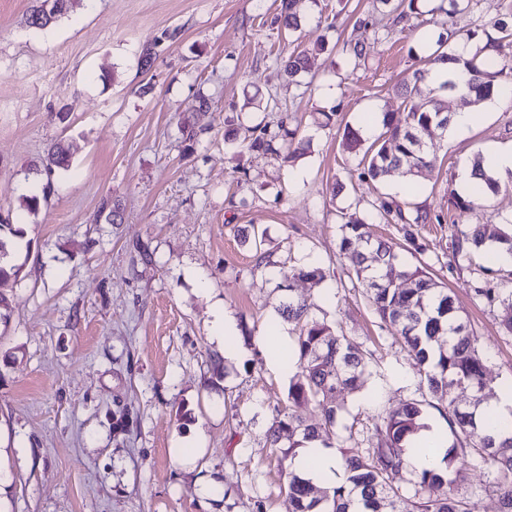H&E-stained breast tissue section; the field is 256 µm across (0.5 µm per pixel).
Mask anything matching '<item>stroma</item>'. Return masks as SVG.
<instances>
[{
	"mask_svg": "<svg viewBox=\"0 0 512 512\" xmlns=\"http://www.w3.org/2000/svg\"><path fill=\"white\" fill-rule=\"evenodd\" d=\"M36 3L0 0V213L24 230L13 307L0 323V512H286V477L265 432L277 411L308 424L320 412L289 407L291 372L260 340L268 325L289 328L276 285L294 266L324 271L294 282L293 296L367 355L363 389L337 395L339 425L426 398L416 363L338 258L343 215L364 216L379 192L442 214L419 226L420 253L395 225L378 232L402 264L429 266L478 337L489 389L512 390V336L475 297L478 275L447 265L452 225L512 218L511 183L474 209L448 205L463 162L512 147V100L477 105L468 132L435 137L436 166L414 194L401 193L398 170L359 180L357 157L342 147L363 113L403 121L395 87L414 68L409 50L437 39L445 14L411 18L395 34L376 0H320L297 44L312 50L322 39L327 49L312 51L297 86L274 64L290 50L275 0H74L44 30L28 24ZM511 16L512 0H461L453 19L482 36ZM375 30L388 39L371 43ZM359 41L366 55L357 59L349 49ZM251 96L270 110L244 108ZM322 111L333 112L330 126L314 125ZM281 112L310 138L306 155L235 156L227 130ZM57 140L71 167L48 176L38 164ZM41 189L38 211L24 210L20 196ZM112 201L121 223L105 219ZM255 230L258 249L246 240ZM142 244L150 262L136 252ZM217 306L236 326L225 345L213 338ZM228 347L237 354L213 378L209 358ZM123 414L125 434L113 429ZM215 479L231 486L229 498L202 497ZM458 493L472 512H499L487 470H471Z\"/></svg>",
	"mask_w": 512,
	"mask_h": 512,
	"instance_id": "obj_1",
	"label": "stroma"
}]
</instances>
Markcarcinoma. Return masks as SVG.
<instances>
[{
  "label": "carcinoma",
  "mask_w": 512,
  "mask_h": 512,
  "mask_svg": "<svg viewBox=\"0 0 512 512\" xmlns=\"http://www.w3.org/2000/svg\"><path fill=\"white\" fill-rule=\"evenodd\" d=\"M33 10L30 27L44 30L54 24L69 8L70 0L51 15L44 4ZM427 0H399L402 21L422 13ZM320 0H279L282 25L293 34L301 26L308 10L317 8ZM453 29L441 35L431 45L429 54L419 58L421 66L403 80L397 90L406 100L407 114L402 125L384 115L382 130L375 141L361 150L358 132L347 130L345 149L358 156L359 178L376 182L390 172L403 169L414 175L434 165L426 149L427 140L448 127L450 117L438 106L436 93L448 91L468 104H480L492 96L495 87L512 86V66H498L482 60L479 54L465 62L470 73L467 87L448 79L438 86L430 84V73L437 64L455 61ZM277 68L289 81L306 69V51H293L276 57ZM297 131L288 129V116L279 118L276 129L259 122L245 128L239 143L240 152L270 155L288 162L310 148V141L294 143ZM47 175L70 166L69 148L61 140L49 146L41 158ZM471 176L482 180L487 190L495 193L499 183L482 166L477 157L471 165ZM407 204L381 194L370 203L364 217L351 216L340 225L339 251L367 290L369 304L381 322L399 335L407 352L424 368V381L429 399L409 401L378 416L371 434L361 441L353 433L336 438L340 465L347 473V483L321 495L314 494L311 482L298 473H289L285 487L288 512H470L468 504L459 498L457 486L472 468L486 467L499 496L500 512H512V421L494 431L486 429L476 415L482 403L484 354L479 348L473 329L457 314L453 297L423 266L398 271L406 287L400 288L378 273L380 269L397 266L398 258L386 242L375 236V224H397L405 241L415 250H422L416 227L420 224H440L441 215L419 206L405 210ZM24 236V230L9 216L0 215V320L6 317L11 300L4 289L15 283L22 265L16 263L11 244ZM497 246L512 255V225L468 224L455 228L450 235L448 265ZM325 274L318 267L300 266L292 270L277 288H292L296 280H322ZM476 296L499 308V326L512 336V290L498 288L486 281L474 289ZM283 320L297 328L295 373L290 377L288 402L299 405L314 401L324 416V425H336L342 406L336 402L340 391L356 392L363 383L368 368L367 356L353 344L338 325H332L310 314L304 300L288 296L279 307ZM467 385L476 392V404L460 409L450 399L456 386ZM438 411L453 435L445 454L446 468L413 472L409 487L393 483L394 476L405 467V457L414 446V437L424 428L426 408ZM270 446L288 441L285 455L293 458L305 440L326 442L317 427L304 424L289 413L277 415L266 430Z\"/></svg>",
  "instance_id": "obj_1"
}]
</instances>
